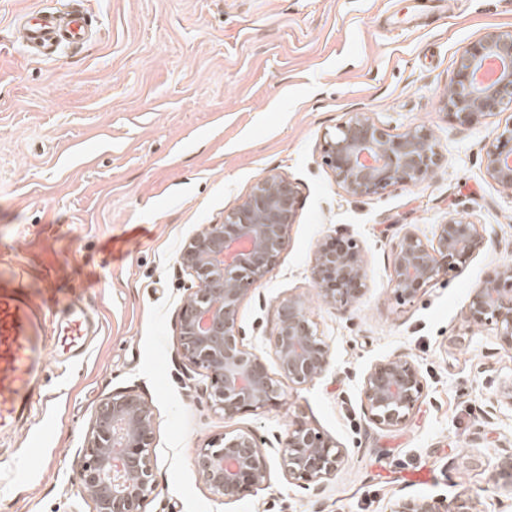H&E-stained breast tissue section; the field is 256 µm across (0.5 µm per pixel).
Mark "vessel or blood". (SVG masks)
Returning <instances> with one entry per match:
<instances>
[{
    "mask_svg": "<svg viewBox=\"0 0 512 512\" xmlns=\"http://www.w3.org/2000/svg\"><path fill=\"white\" fill-rule=\"evenodd\" d=\"M12 23L25 54L42 59L84 45L92 31L91 14L82 6L33 8L16 13ZM23 278L12 272L11 287L0 289V437L29 421L49 361L79 364L92 342L93 319L80 300H69L63 320L49 329L53 305L26 288Z\"/></svg>",
    "mask_w": 512,
    "mask_h": 512,
    "instance_id": "b4317fda",
    "label": "vessel or blood"
}]
</instances>
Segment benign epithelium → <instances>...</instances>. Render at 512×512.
Returning <instances> with one entry per match:
<instances>
[{"mask_svg":"<svg viewBox=\"0 0 512 512\" xmlns=\"http://www.w3.org/2000/svg\"><path fill=\"white\" fill-rule=\"evenodd\" d=\"M490 58L500 62L501 71L493 83L483 85L476 74ZM440 105L462 126L512 109V28L491 29L460 52ZM322 160L344 193L359 198L423 181L438 166L440 154L426 129L393 133L357 112L324 136ZM482 164L486 177L512 196V121L485 146ZM297 210L295 184L269 172L224 215L223 223L206 225L177 258L196 284L178 316V350L191 366L207 372L211 406L226 420L281 401L280 382L269 374L264 358L243 344L237 313L250 287L275 267ZM485 234L483 225L454 214L437 225L430 241L405 231L394 247L389 288L401 301L413 300L426 285L466 262ZM312 280L323 303L349 312L368 288L357 242L338 236L320 244ZM464 318L472 326L493 327L500 346L512 351L511 262L475 284ZM274 355L283 377L296 387L312 383L330 366L329 346L310 318L307 301L299 296L278 304ZM423 392V376L405 356L375 363L362 384L370 420L389 428L408 421ZM153 431V413L139 394L118 392L101 401L85 436L77 476L78 492L92 503L93 512H143L155 489ZM98 448L112 453L101 456ZM344 462L343 450L306 422L289 425L281 453L289 477L320 490ZM195 463L207 488L226 504L270 479L265 450L249 431L226 433L196 449ZM498 477L512 480V449L500 454L491 479ZM389 512H475V506L469 497L450 510L433 498L410 496L395 500Z\"/></svg>","mask_w":512,"mask_h":512,"instance_id":"obj_1","label":"benign epithelium"}]
</instances>
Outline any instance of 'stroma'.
<instances>
[{
    "label": "stroma",
    "mask_w": 512,
    "mask_h": 512,
    "mask_svg": "<svg viewBox=\"0 0 512 512\" xmlns=\"http://www.w3.org/2000/svg\"><path fill=\"white\" fill-rule=\"evenodd\" d=\"M100 26L54 59L19 49L15 12L63 0H0V274L82 298L93 347L51 379L41 463L0 441V512H92L75 482L93 415L133 389L154 418L156 487L143 512H388L402 496L512 512V487L490 479L512 411L492 414L512 352L464 318L470 291L512 261V196L484 174L483 147L507 116L458 125L440 107L456 56L490 29L512 28V0H86ZM365 112L391 132L425 127L441 161L415 185L348 197L322 161L325 133ZM297 187L289 241L241 303L237 325L272 376L278 303L309 301L331 354L310 385L283 383L277 407L225 420L210 378L177 353L178 315L194 283L176 259L268 172ZM484 225L487 242L461 269L401 302L388 286L405 230L432 239L449 214ZM357 240L369 288L347 313L312 281L318 245ZM412 360L423 396L401 427L372 423L362 382L376 362ZM305 419L346 459L323 489L291 479L282 440ZM254 432L269 482L235 503L204 484L196 448Z\"/></svg>",
    "instance_id": "stroma-1"
}]
</instances>
